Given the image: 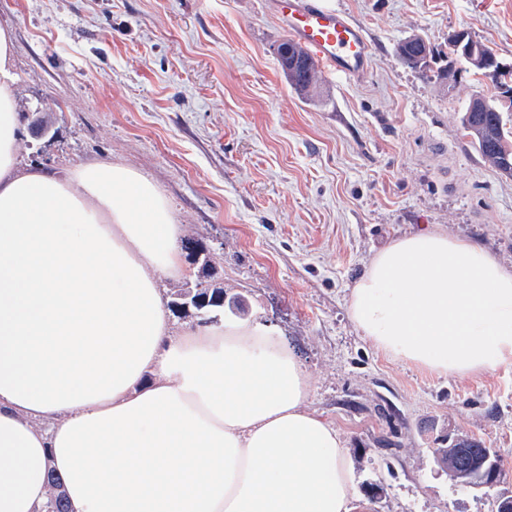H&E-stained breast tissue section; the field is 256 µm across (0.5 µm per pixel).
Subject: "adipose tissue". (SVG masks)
<instances>
[{"mask_svg":"<svg viewBox=\"0 0 512 512\" xmlns=\"http://www.w3.org/2000/svg\"><path fill=\"white\" fill-rule=\"evenodd\" d=\"M0 27V512H356L310 377L260 322L172 335L160 282L182 227L140 172L18 167ZM348 315L379 351L438 376L512 364V267L439 230L375 253ZM50 497L46 506L47 512H69L68 500L63 480L55 470L48 471Z\"/></svg>","mask_w":512,"mask_h":512,"instance_id":"adipose-tissue-1","label":"adipose tissue"}]
</instances>
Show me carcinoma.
Wrapping results in <instances>:
<instances>
[{"mask_svg": "<svg viewBox=\"0 0 512 512\" xmlns=\"http://www.w3.org/2000/svg\"><path fill=\"white\" fill-rule=\"evenodd\" d=\"M318 80V67L312 65L311 69L301 71L295 76L287 78L288 84L296 91L303 93L312 89ZM487 110L484 112H464L461 126L473 143L476 144L479 154L489 167L498 171L512 172V129L507 127V120L503 116V105L486 100ZM170 306L175 311L188 312L194 309V315L201 323L210 320L208 314L215 308L224 307V288H200L190 291L180 288L174 292ZM459 448H467L477 454L483 448V443L467 435H459L445 448L432 451L434 462L441 470L448 468V457L454 455ZM50 497L46 512H69L68 500L63 480L55 470L48 471Z\"/></svg>", "mask_w": 512, "mask_h": 512, "instance_id": "obj_1", "label": "carcinoma"}]
</instances>
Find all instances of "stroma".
I'll list each match as a JSON object with an SVG mask.
<instances>
[{"mask_svg":"<svg viewBox=\"0 0 512 512\" xmlns=\"http://www.w3.org/2000/svg\"><path fill=\"white\" fill-rule=\"evenodd\" d=\"M369 34L372 68L292 89L286 33L266 0H0L14 36L22 168L130 166L210 256L161 283L223 286L270 324L311 377L309 408L339 432L367 512H496L512 491V366L440 377L379 352L347 315L367 261L402 232L435 227L512 266V176L461 127L490 79L456 59L463 30L512 65V0H329ZM422 36L430 68L398 45ZM44 118L45 135L33 122ZM498 452L499 486L462 487L432 459L436 429Z\"/></svg>","mask_w":512,"mask_h":512,"instance_id":"1","label":"stroma"}]
</instances>
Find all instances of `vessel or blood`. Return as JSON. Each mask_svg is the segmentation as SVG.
I'll list each match as a JSON object with an SVG mask.
<instances>
[{
  "label": "vessel or blood",
  "mask_w": 512,
  "mask_h": 512,
  "mask_svg": "<svg viewBox=\"0 0 512 512\" xmlns=\"http://www.w3.org/2000/svg\"><path fill=\"white\" fill-rule=\"evenodd\" d=\"M292 42L326 71L356 79L369 71L373 50L366 30L326 0H270Z\"/></svg>",
  "instance_id": "b4317fda"
}]
</instances>
